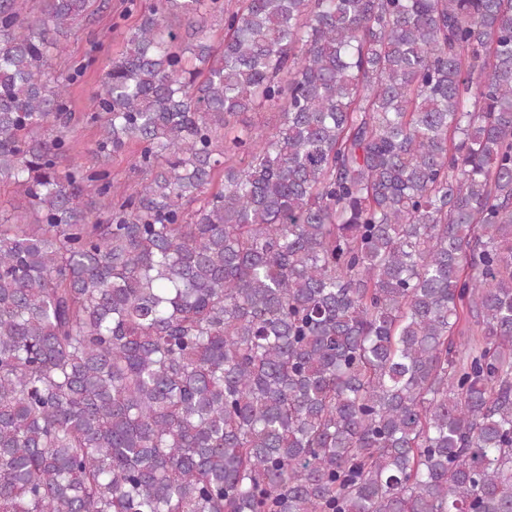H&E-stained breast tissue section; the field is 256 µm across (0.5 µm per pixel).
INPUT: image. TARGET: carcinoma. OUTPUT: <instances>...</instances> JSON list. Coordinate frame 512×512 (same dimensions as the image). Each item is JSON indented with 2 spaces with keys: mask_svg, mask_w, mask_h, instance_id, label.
<instances>
[{
  "mask_svg": "<svg viewBox=\"0 0 512 512\" xmlns=\"http://www.w3.org/2000/svg\"><path fill=\"white\" fill-rule=\"evenodd\" d=\"M101 8L0 0V512H512V0H158L78 115ZM279 110L265 108L256 112H247L240 120L259 133L272 132L279 123ZM97 133V127L91 123L81 125L73 133H70L74 145L73 154L76 155L79 160L87 158V151L94 147ZM134 163L133 148L112 157L110 169L115 181L121 183V186H134L140 180V176L132 169Z\"/></svg>",
  "mask_w": 512,
  "mask_h": 512,
  "instance_id": "obj_1",
  "label": "carcinoma"
}]
</instances>
